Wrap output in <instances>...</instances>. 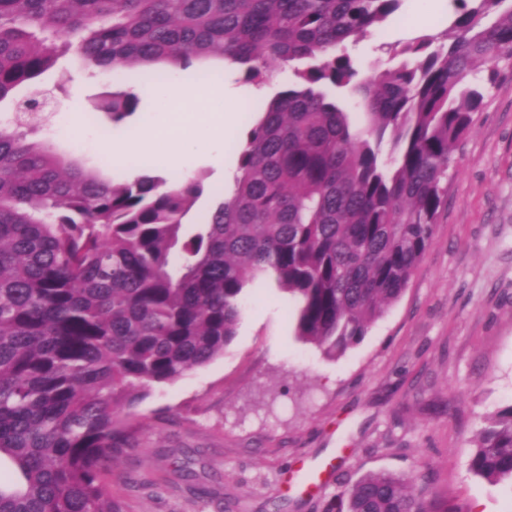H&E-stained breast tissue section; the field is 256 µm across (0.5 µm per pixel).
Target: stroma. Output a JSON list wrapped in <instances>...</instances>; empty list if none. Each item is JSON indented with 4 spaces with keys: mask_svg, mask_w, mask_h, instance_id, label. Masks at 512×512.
Here are the masks:
<instances>
[{
    "mask_svg": "<svg viewBox=\"0 0 512 512\" xmlns=\"http://www.w3.org/2000/svg\"><path fill=\"white\" fill-rule=\"evenodd\" d=\"M452 0H403L382 28L347 50L360 76L397 65L391 48L448 30ZM470 132L452 151L448 199L433 241L401 298L364 340L330 357L295 336L297 303L268 281L247 289L236 335L224 354L171 384L154 387L124 413L136 444L116 455L106 489L125 512H324L360 476L385 471L415 479L441 512H512V482L489 483L469 467L485 415L512 404V59L500 62ZM66 90L43 76L50 100L43 138L59 156L108 180L131 174L177 183L203 177L210 192L237 172L233 147L247 108L266 103L292 78L274 68L262 89L222 66L178 71L204 98L171 109L161 86L142 94L135 115L102 131L84 122L92 99L130 85L127 75L72 66ZM231 91L238 123L214 155L169 166L141 153L113 159L109 144L177 129L208 139L210 94ZM319 478L297 486L300 463Z\"/></svg>",
    "mask_w": 512,
    "mask_h": 512,
    "instance_id": "1",
    "label": "stroma"
}]
</instances>
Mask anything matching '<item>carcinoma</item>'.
<instances>
[{"label":"carcinoma","mask_w":512,"mask_h":512,"mask_svg":"<svg viewBox=\"0 0 512 512\" xmlns=\"http://www.w3.org/2000/svg\"><path fill=\"white\" fill-rule=\"evenodd\" d=\"M448 33L403 46L358 78L346 41L402 0H0V512H124L104 491L133 447L120 413L155 385L224 355L260 278L298 301L295 333L330 356L367 335L406 290L448 197L451 152L485 85L512 59V0H453ZM76 51L93 68L161 80L220 58L245 81L293 79L238 145L234 188L184 219L200 177L106 181L45 143L38 78ZM355 100L357 123L340 98ZM131 88L95 110L131 118ZM470 470L512 481V405L485 417ZM325 512H435L412 484L370 472Z\"/></svg>","instance_id":"obj_1"}]
</instances>
